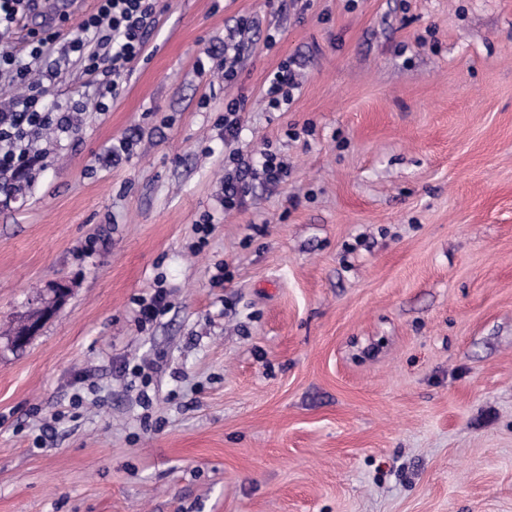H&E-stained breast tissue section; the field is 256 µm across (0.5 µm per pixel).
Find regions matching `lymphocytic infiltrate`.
<instances>
[{
    "instance_id": "f902f5d3",
    "label": "lymphocytic infiltrate",
    "mask_w": 512,
    "mask_h": 512,
    "mask_svg": "<svg viewBox=\"0 0 512 512\" xmlns=\"http://www.w3.org/2000/svg\"><path fill=\"white\" fill-rule=\"evenodd\" d=\"M31 0H0V76L5 75L18 92L8 105L0 106V192L8 195L22 189L21 178L43 161L33 151L34 141L49 130L57 137L75 132L73 113L78 103L49 109L50 84L56 76L46 59L59 52L63 61L81 63L97 94V110H106V97H117L118 80L128 66L146 52L147 36L161 12L159 0H98L95 13L82 23L79 34L60 42L58 33L33 36L25 53L11 46V36ZM231 169L224 174L225 211L243 208L249 195L248 176L270 184L282 182L288 164L276 152L263 150L257 165L246 164L240 154L229 157Z\"/></svg>"
}]
</instances>
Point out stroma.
<instances>
[{"mask_svg":"<svg viewBox=\"0 0 512 512\" xmlns=\"http://www.w3.org/2000/svg\"><path fill=\"white\" fill-rule=\"evenodd\" d=\"M41 2L15 51L97 5ZM147 49L0 193V512H512V0H166ZM264 147L287 179L225 214V157ZM242 46L233 36L224 39V84L237 82L238 65L241 60ZM296 73L288 61L271 73L263 85V99L269 110L279 111L293 100V91L298 88ZM244 99L232 98L224 100V119L220 126H224V141L239 138L242 126L240 112L243 111ZM167 295V289L158 285L153 293L141 296L136 300L138 307L136 321L139 327L143 328L165 314L169 307Z\"/></svg>","mask_w":512,"mask_h":512,"instance_id":"1","label":"stroma"}]
</instances>
